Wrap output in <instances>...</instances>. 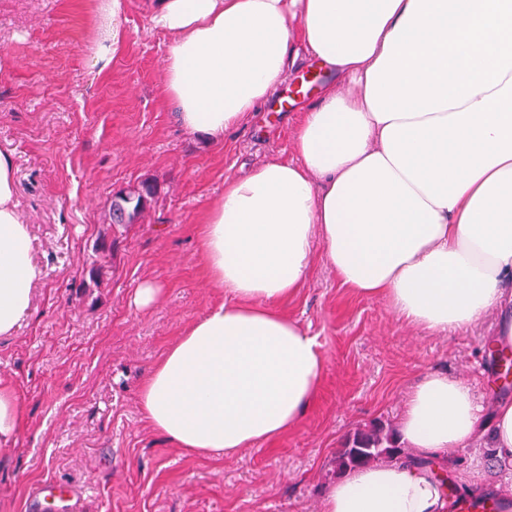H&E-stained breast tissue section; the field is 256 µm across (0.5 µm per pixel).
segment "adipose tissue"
<instances>
[{
  "instance_id": "adipose-tissue-1",
  "label": "adipose tissue",
  "mask_w": 512,
  "mask_h": 512,
  "mask_svg": "<svg viewBox=\"0 0 512 512\" xmlns=\"http://www.w3.org/2000/svg\"><path fill=\"white\" fill-rule=\"evenodd\" d=\"M168 37L163 96L213 145L264 106L299 53L343 80L305 108L294 159L224 182L200 253L223 299L146 373L141 410L175 447L236 454L302 420L315 337L278 309L323 253L342 286L435 335L500 316L512 346V0H154ZM0 151V336L28 317L43 271ZM472 386L423 375L399 437L415 453L347 470L323 512H454L429 460L470 443L512 463V398L481 420Z\"/></svg>"
}]
</instances>
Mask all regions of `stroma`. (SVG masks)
<instances>
[{
  "mask_svg": "<svg viewBox=\"0 0 512 512\" xmlns=\"http://www.w3.org/2000/svg\"><path fill=\"white\" fill-rule=\"evenodd\" d=\"M126 41L98 66L94 0H0V150L16 167L18 209L44 271L30 318L0 337V382L21 422L0 448V512H25L29 490L59 481L82 491L79 512H322L342 475L336 458L360 430L396 429L428 371L469 382L490 420L512 397L491 354L493 320L452 335L401 321L384 300L344 288L324 259L281 311L325 356L301 424L231 457L174 447L139 408L146 371L192 319L220 300L207 285L199 229L224 181L293 159L294 125L335 74L298 58L281 89L222 146L185 133L161 95L168 41L152 0H126ZM151 183L131 224L111 221L113 193ZM150 281L161 294L134 303ZM486 436L448 454L449 470L481 468L512 484L485 454Z\"/></svg>",
  "mask_w": 512,
  "mask_h": 512,
  "instance_id": "1",
  "label": "stroma"
}]
</instances>
